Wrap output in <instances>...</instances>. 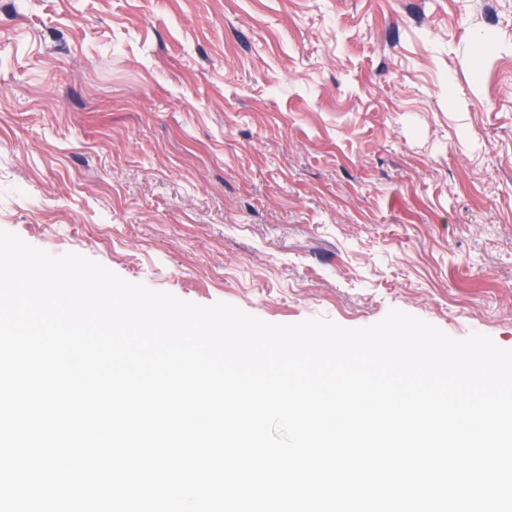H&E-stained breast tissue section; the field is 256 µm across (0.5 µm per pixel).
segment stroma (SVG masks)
<instances>
[{
	"instance_id": "stroma-1",
	"label": "stroma",
	"mask_w": 512,
	"mask_h": 512,
	"mask_svg": "<svg viewBox=\"0 0 512 512\" xmlns=\"http://www.w3.org/2000/svg\"><path fill=\"white\" fill-rule=\"evenodd\" d=\"M0 230L512 350V0H0Z\"/></svg>"
}]
</instances>
